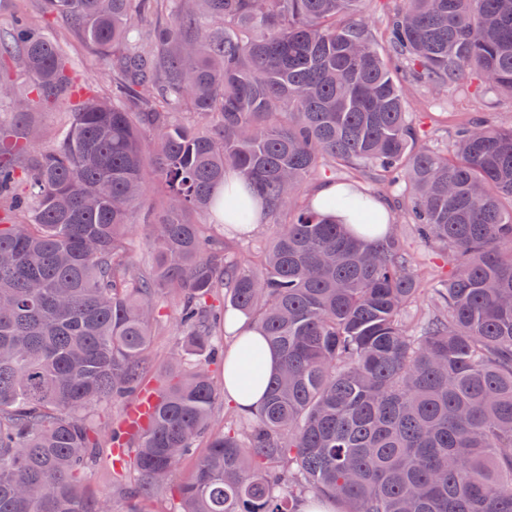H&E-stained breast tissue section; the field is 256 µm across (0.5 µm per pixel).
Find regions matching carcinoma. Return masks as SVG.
Listing matches in <instances>:
<instances>
[{
  "label": "carcinoma",
  "mask_w": 512,
  "mask_h": 512,
  "mask_svg": "<svg viewBox=\"0 0 512 512\" xmlns=\"http://www.w3.org/2000/svg\"><path fill=\"white\" fill-rule=\"evenodd\" d=\"M369 0H45L112 69L80 94L60 45L18 17L0 57L31 78L18 112L74 99L30 173L37 130L0 132V512H111L80 491L103 441L96 407L137 393L158 298L178 310L182 375L137 431L145 483L171 512H512V126L467 124L449 150L420 142L407 91L471 75L512 97V0H404L380 36ZM168 18L143 27L146 14ZM236 172L249 195L226 194ZM344 175L358 224H414L450 269L426 278L396 233L368 240L321 216L313 179ZM408 195L371 207L365 174ZM153 266L130 221L149 182ZM270 244L231 251L214 226L254 221ZM206 212L211 224H197ZM279 359L262 405L216 429L232 312ZM207 438L204 453L194 455ZM194 457L189 474L172 484Z\"/></svg>",
  "instance_id": "obj_1"
}]
</instances>
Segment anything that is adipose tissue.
Returning <instances> with one entry per match:
<instances>
[{"label": "adipose tissue", "mask_w": 512, "mask_h": 512, "mask_svg": "<svg viewBox=\"0 0 512 512\" xmlns=\"http://www.w3.org/2000/svg\"><path fill=\"white\" fill-rule=\"evenodd\" d=\"M232 333L233 346L224 360V396L249 411L262 403L277 361L266 351L258 331L245 320H237Z\"/></svg>", "instance_id": "1"}]
</instances>
